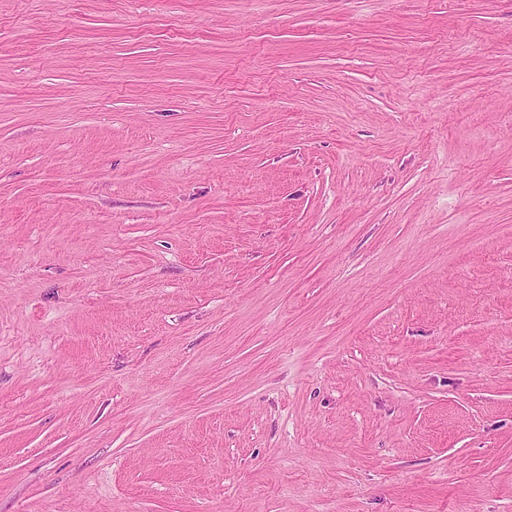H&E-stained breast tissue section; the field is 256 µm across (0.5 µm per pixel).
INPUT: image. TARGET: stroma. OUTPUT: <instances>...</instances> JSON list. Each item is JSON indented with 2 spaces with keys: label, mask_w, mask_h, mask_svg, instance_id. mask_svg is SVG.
<instances>
[{
  "label": "stroma",
  "mask_w": 512,
  "mask_h": 512,
  "mask_svg": "<svg viewBox=\"0 0 512 512\" xmlns=\"http://www.w3.org/2000/svg\"><path fill=\"white\" fill-rule=\"evenodd\" d=\"M0 512H512V0H0Z\"/></svg>",
  "instance_id": "1"
}]
</instances>
